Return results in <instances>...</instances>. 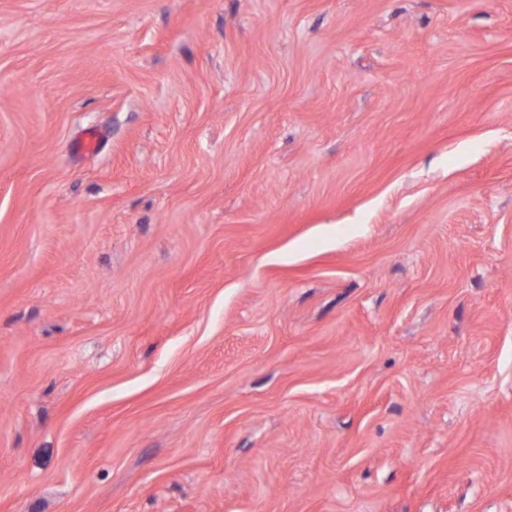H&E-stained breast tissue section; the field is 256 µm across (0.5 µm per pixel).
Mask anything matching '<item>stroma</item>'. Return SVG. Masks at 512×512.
Instances as JSON below:
<instances>
[{
  "label": "stroma",
  "instance_id": "35a3bbf8",
  "mask_svg": "<svg viewBox=\"0 0 512 512\" xmlns=\"http://www.w3.org/2000/svg\"><path fill=\"white\" fill-rule=\"evenodd\" d=\"M0 512H512V0H0Z\"/></svg>",
  "mask_w": 512,
  "mask_h": 512
}]
</instances>
